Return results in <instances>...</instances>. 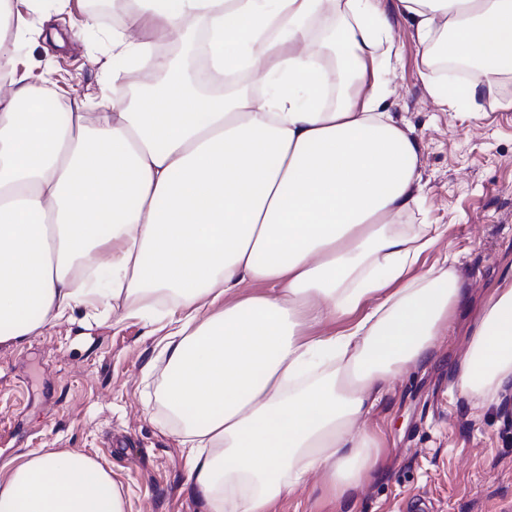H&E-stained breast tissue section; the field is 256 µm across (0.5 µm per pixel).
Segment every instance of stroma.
I'll return each instance as SVG.
<instances>
[{"mask_svg": "<svg viewBox=\"0 0 512 512\" xmlns=\"http://www.w3.org/2000/svg\"><path fill=\"white\" fill-rule=\"evenodd\" d=\"M399 61L387 76L383 104L419 147L416 224L446 232L418 266L449 264L468 301L425 365L392 379L369 414L387 450L380 475L355 495L349 512H512V417L503 407L473 413L451 369L484 306L512 271V112L494 97H512V77L482 93L471 115L439 105L429 94L424 49L397 0H383ZM104 30L85 36L90 8ZM110 0H71L48 11L17 62L29 84L44 71L59 78L61 100L108 109ZM165 357L158 336L135 318L113 323L103 311L76 309L29 340L0 343V481L28 452L76 453L107 470L126 512H204L188 481L187 451L172 435L159 403Z\"/></svg>", "mask_w": 512, "mask_h": 512, "instance_id": "35a3bbf8", "label": "stroma"}]
</instances>
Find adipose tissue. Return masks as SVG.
<instances>
[{"label": "adipose tissue", "mask_w": 512, "mask_h": 512, "mask_svg": "<svg viewBox=\"0 0 512 512\" xmlns=\"http://www.w3.org/2000/svg\"><path fill=\"white\" fill-rule=\"evenodd\" d=\"M399 3L425 66L478 71L430 81L439 104L474 111L479 87L512 76V0ZM112 6L111 109L87 112L16 68L44 0H0V343L127 301L125 318L164 332L159 400L206 512H276L312 475L347 503L385 454L366 414L432 359L465 297L451 268L414 269L437 230L399 227L418 149L381 109L397 55L381 0ZM191 22L211 70L262 92H208L154 56ZM505 281L454 371L479 409L512 388ZM0 512L125 510L91 457L32 451L0 483Z\"/></svg>", "instance_id": "1"}]
</instances>
